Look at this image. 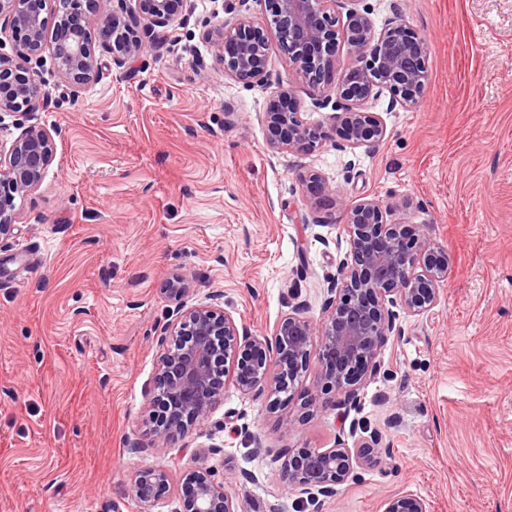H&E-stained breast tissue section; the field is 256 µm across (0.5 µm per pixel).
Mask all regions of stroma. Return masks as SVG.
<instances>
[{
  "label": "stroma",
  "instance_id": "1",
  "mask_svg": "<svg viewBox=\"0 0 512 512\" xmlns=\"http://www.w3.org/2000/svg\"><path fill=\"white\" fill-rule=\"evenodd\" d=\"M361 4L375 27L403 19L428 45L414 107L386 92L368 100L386 126L371 148L344 144L332 108L279 51L270 84L225 77L206 34L262 19V0H194L125 68L99 52L98 78L76 92L44 53L48 106L0 112V146L27 127L54 146L0 241V512H141L130 483L157 468L170 486L156 512H178L182 476L213 441L224 445L214 465L252 475L236 488L238 512H311L282 495L275 457L284 445L332 447L355 418L389 453L322 512H383L404 492L429 512H512V0ZM278 82L326 131L315 151L270 152L260 115ZM312 174L336 189L315 209ZM365 198L387 205L389 222L423 225L449 269L430 312L400 316L357 400L318 390L315 360L274 410L229 378L199 433L156 446L146 419L168 280L185 278L188 303L259 336L287 314L292 285L319 320L349 250L341 204ZM288 416L297 424L284 442Z\"/></svg>",
  "mask_w": 512,
  "mask_h": 512
}]
</instances>
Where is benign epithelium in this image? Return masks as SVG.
I'll use <instances>...</instances> for the list:
<instances>
[{"instance_id":"benign-epithelium-1","label":"benign epithelium","mask_w":512,"mask_h":512,"mask_svg":"<svg viewBox=\"0 0 512 512\" xmlns=\"http://www.w3.org/2000/svg\"><path fill=\"white\" fill-rule=\"evenodd\" d=\"M49 0H0V38L6 37L16 58L0 54V112H30L48 101L39 79L46 40L64 82L77 90L93 82L99 62L83 23V10L98 15L99 43L121 68L144 48V38L157 28H168L182 15L188 0H142L144 24L130 22L109 8L111 0H56L58 21L47 34ZM338 0H264L266 18L259 22L241 16L211 29L207 38L224 67V75L245 85L265 83L269 76L274 28L277 48L319 96L336 100L335 119L350 147L382 142L386 127L365 102L386 91L392 105L409 108L424 92L427 80V43L403 20L387 22L376 30L370 10L351 8L346 21L336 17ZM347 45L349 59L341 64L338 41ZM343 70L334 83L331 74ZM261 121L274 133L271 152L284 149L308 152L325 138L319 125L304 122L295 104L293 87L274 90ZM53 161L51 136L31 127L0 148V241L15 228V200L42 184ZM308 203L318 206L336 189L312 174L306 179ZM348 258L327 281L322 316L315 323L306 316L307 303L298 292L288 294L289 307L272 336H254L234 317L211 305H187L189 283L182 277L168 282L166 292L175 306L163 329L153 396L147 423L161 445L176 433L189 434L203 425L223 394L228 372L244 393L276 401L290 399L296 382L306 372L312 348L318 349L323 387L349 390L381 370L380 353L396 325L398 307L420 316L437 303L439 286L448 276V257L425 235L421 224H390L387 208L370 198L343 204ZM364 426L349 425V445L339 439L331 448H288L276 456L290 493L306 496L313 512H322L336 486L355 477L356 470L385 454L382 438L360 436ZM240 483L231 470L200 464L182 479L181 512H238L231 489ZM169 484L165 469L139 472L130 493L154 512L157 491ZM384 512H428L425 501L402 493L386 501Z\"/></svg>"}]
</instances>
